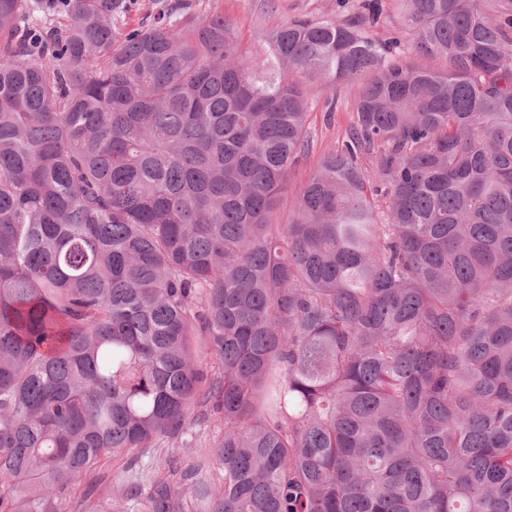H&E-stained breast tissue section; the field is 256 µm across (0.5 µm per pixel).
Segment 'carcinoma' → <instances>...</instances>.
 Returning a JSON list of instances; mask_svg holds the SVG:
<instances>
[{"label":"carcinoma","mask_w":512,"mask_h":512,"mask_svg":"<svg viewBox=\"0 0 512 512\" xmlns=\"http://www.w3.org/2000/svg\"><path fill=\"white\" fill-rule=\"evenodd\" d=\"M395 2L397 37L362 0L247 62L221 11L0 0V512H58L196 406L223 435L186 487L130 461L109 493L512 512V0ZM343 82L353 125L282 224ZM386 11L380 24L374 29L373 37L379 40L388 39L395 31L404 28L403 17L396 11L392 0H385ZM335 99L333 111H327L326 97ZM357 83L346 82L336 86L332 94L311 101L309 130L313 140V151L293 168L288 188L283 195L281 211L286 217L288 206L299 188L317 168L321 157L338 148L345 139L346 131L355 117Z\"/></svg>","instance_id":"1"}]
</instances>
